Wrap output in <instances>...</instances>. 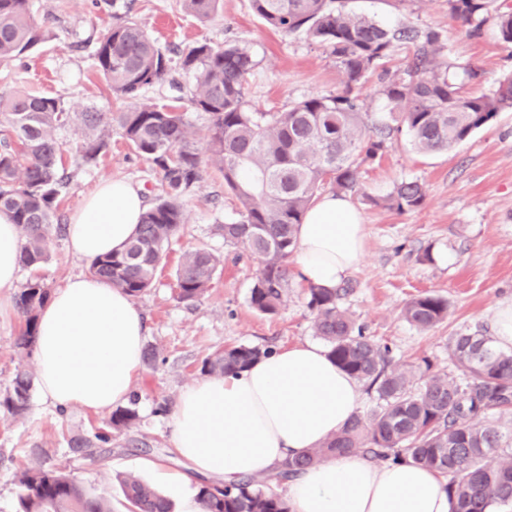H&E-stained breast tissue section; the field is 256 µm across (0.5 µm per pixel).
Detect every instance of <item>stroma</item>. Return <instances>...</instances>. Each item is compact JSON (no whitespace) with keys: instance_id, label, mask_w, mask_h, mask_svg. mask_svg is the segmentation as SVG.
Returning a JSON list of instances; mask_svg holds the SVG:
<instances>
[{"instance_id":"1","label":"stroma","mask_w":512,"mask_h":512,"mask_svg":"<svg viewBox=\"0 0 512 512\" xmlns=\"http://www.w3.org/2000/svg\"><path fill=\"white\" fill-rule=\"evenodd\" d=\"M35 19L46 26L43 42L22 61L0 68V96L25 90L62 99L79 112L93 105L118 110L93 65L88 36L112 24L110 0H29ZM349 8L390 26L442 30L441 62L468 65L479 73L471 92H490L495 81L512 72V44L499 40L492 25L473 29L449 21L448 0H349ZM133 19L144 25L161 47H185L197 41L214 45L229 40L249 43L259 64L249 76L246 100L252 109H288L310 95L343 88V74L323 47L305 37L271 29L250 0H224L213 20L186 13L181 0H135ZM70 183L59 208L69 220L99 185L123 178L141 187L146 200L161 193V174L113 133L94 162L69 166ZM415 179L425 189L423 205L404 214L358 204L366 226L367 257L347 277L352 289L343 305L366 335L391 350L396 367L430 366L454 372L448 341L460 331L491 328L499 305L512 299V112H503L466 143L450 151L416 152L398 134L373 164L363 169L362 184L375 195L397 181ZM187 222L173 240L153 288L134 303L144 320V342L159 352L142 365L133 390L139 395L138 421L113 432L110 447L89 458L73 452L70 437L93 435L108 412L60 409L33 392L28 411L0 414V512H17L20 466H61L90 492L107 498L112 512H127L119 479L132 475L168 495L172 512H184L185 497L171 493L167 477L184 471L171 452L170 422L181 391L201 379V365L212 352L240 344L283 349L314 340L307 287L291 280L278 313L267 316L249 305L259 261L244 248L225 245L214 225L235 219L236 202L222 175L204 169L186 198ZM206 246L224 255L201 301L174 297L175 271L183 251ZM431 260H423L424 250ZM88 260L71 255L65 238H55L46 261L22 267L21 280L39 274L55 289L89 272ZM432 293L449 303L448 317L430 331L409 325L402 309L412 297ZM15 291L0 296V388L16 369L36 372L33 349H21V320Z\"/></svg>"}]
</instances>
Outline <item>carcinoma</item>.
I'll return each mask as SVG.
<instances>
[{"label": "carcinoma", "instance_id": "cac0c4a2", "mask_svg": "<svg viewBox=\"0 0 512 512\" xmlns=\"http://www.w3.org/2000/svg\"><path fill=\"white\" fill-rule=\"evenodd\" d=\"M29 0H0V65L22 59L45 37L31 15ZM201 20L216 15L221 0H183ZM268 26L285 35L303 33L336 59L344 74L342 91L311 95L282 112L249 107L248 77L258 66L251 46L236 40L222 46L207 42L172 52L157 45L147 30L126 14L113 13L112 26L94 44L96 70L112 95L125 104L117 112L91 106L71 112L63 101L28 91L0 97V125L14 139L0 143V211L19 228L25 242L22 263L43 262L54 234L66 188L63 149L55 130L74 125L80 142L72 153L76 165L95 160L112 130L150 160L162 175V192L141 217L135 238L121 251L100 256L90 274L138 298L149 290L169 246L186 221L184 199L202 177L204 166L219 170L224 188L237 201V217L214 225L224 244L242 246L260 260L249 304L273 315L288 291V258L309 208L326 190L338 196L359 195L374 206L400 213L422 205L425 192L416 180H403L384 197L361 187V168L382 156L393 133L407 132L415 149L448 151L470 139L498 113L512 110V73L489 93L468 95L470 66L452 70L437 61L444 48L441 31L387 27L346 9V0H250ZM450 19L475 29L493 23L499 38L512 44V5L508 0H448ZM408 49L401 76H389L386 63L396 49ZM388 79L381 94L387 112L368 124L360 90L376 71ZM192 82L184 84L181 75ZM168 83L174 95L165 103L145 104L144 93ZM210 115L206 148L195 138L187 111ZM223 255L207 247L184 252L175 272V298L194 303L205 295ZM350 285L308 288L313 329L327 344L336 364L376 389L378 409L353 415L322 446L286 461L274 475L290 481L308 466L335 455L361 451L377 462L410 461L447 479L453 512H499L512 507V442L498 422L512 411V353L495 349L482 331L451 337L449 351L459 375L389 368V348L365 335L342 305ZM50 291L36 278L15 300L22 328L17 344L30 348L38 314ZM404 319L426 332L448 316V301L426 294L409 300ZM268 354L256 346L219 350L202 362L210 376L236 374ZM32 375L18 369L0 390V413L26 412ZM138 395L112 411L107 427L93 437L75 436L71 448H101L112 431L133 428ZM19 512H110L106 499L94 495L59 467L21 471ZM129 512H170L169 502L135 477L122 481ZM197 500L202 512H290L288 502L269 484L252 477L232 484H203Z\"/></svg>", "mask_w": 512, "mask_h": 512}]
</instances>
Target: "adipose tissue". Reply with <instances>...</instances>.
Returning a JSON list of instances; mask_svg holds the SVG:
<instances>
[{"mask_svg": "<svg viewBox=\"0 0 512 512\" xmlns=\"http://www.w3.org/2000/svg\"><path fill=\"white\" fill-rule=\"evenodd\" d=\"M147 209L139 187L112 179L72 215L67 248L94 260L122 249ZM365 226L345 198L323 196L296 235L294 274L336 287L366 257ZM21 268L19 232L0 212V291ZM143 319L121 288L79 275L39 315L34 344L46 402L106 411L126 401L142 364ZM357 379L325 348L305 341L250 368L187 386L171 418V451L198 473L230 482L272 474L290 456L321 446L355 413ZM291 512H452L446 480L412 463H376L358 453L306 468L288 489Z\"/></svg>", "mask_w": 512, "mask_h": 512, "instance_id": "ef3b65f1", "label": "adipose tissue"}]
</instances>
